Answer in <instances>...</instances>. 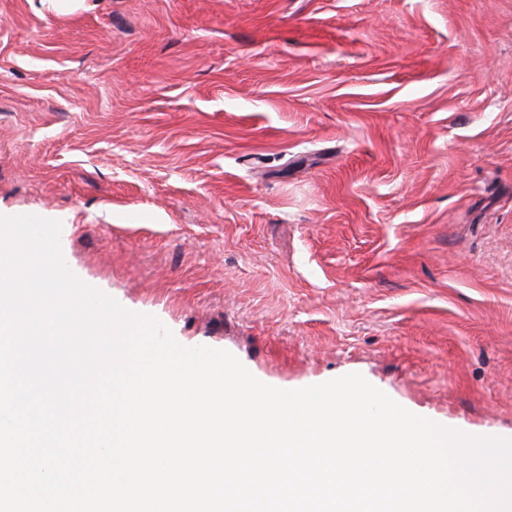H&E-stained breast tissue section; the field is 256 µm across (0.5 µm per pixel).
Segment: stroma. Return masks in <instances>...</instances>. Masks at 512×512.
I'll return each mask as SVG.
<instances>
[{
  "label": "stroma",
  "instance_id": "1",
  "mask_svg": "<svg viewBox=\"0 0 512 512\" xmlns=\"http://www.w3.org/2000/svg\"><path fill=\"white\" fill-rule=\"evenodd\" d=\"M186 348L512 438V0H0V216Z\"/></svg>",
  "mask_w": 512,
  "mask_h": 512
}]
</instances>
